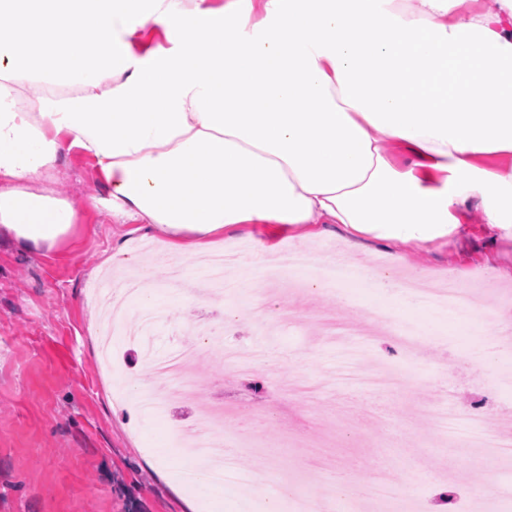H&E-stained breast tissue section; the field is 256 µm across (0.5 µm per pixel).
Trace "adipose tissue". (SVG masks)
Here are the masks:
<instances>
[{"label": "adipose tissue", "mask_w": 512, "mask_h": 512, "mask_svg": "<svg viewBox=\"0 0 512 512\" xmlns=\"http://www.w3.org/2000/svg\"><path fill=\"white\" fill-rule=\"evenodd\" d=\"M497 2L0 0V234L46 252L71 237L80 212L46 181L74 151L109 191L93 206L174 255L258 224L449 245L471 206L510 244L512 0ZM54 77L67 94H28Z\"/></svg>", "instance_id": "ef3b65f1"}]
</instances>
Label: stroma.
I'll list each match as a JSON object with an SVG mask.
<instances>
[{
    "instance_id": "stroma-1",
    "label": "stroma",
    "mask_w": 512,
    "mask_h": 512,
    "mask_svg": "<svg viewBox=\"0 0 512 512\" xmlns=\"http://www.w3.org/2000/svg\"><path fill=\"white\" fill-rule=\"evenodd\" d=\"M52 184L82 210L71 238L50 252H26L0 240V512H184L189 496L196 497L198 512H263V503L251 502L232 481L213 491L188 485L173 490L183 461L177 454H156V442L170 441L171 429H191L199 410L219 399L229 411L224 434L232 445L231 464L249 473L256 461L269 458L274 481L268 493L293 476L328 490L343 469L371 456L405 480L426 512H460L471 487L445 474L444 464L471 473L483 471L485 460L441 438L426 411L431 395L454 389L459 405L476 407L501 426L512 415V389L497 386L479 366L485 350L470 314L409 302L397 291L383 302L395 318L393 329L366 337L361 310L375 295L348 288L344 305L327 293L311 295L300 271L282 277L274 289L250 287L259 275L253 240L245 229L227 232L220 247H238L241 257L226 275L245 286L217 298L230 319L218 341L262 350L263 359L241 378L215 353L199 351L189 370L193 397L168 401L152 416H134L99 369L96 322L109 296L93 285L107 276L102 261L112 252L130 263H148L167 251V239L157 231H132L113 223L105 209L87 206L89 196L107 191L92 161L78 153L64 154ZM269 242L278 252L313 249L329 261L344 255L357 268L395 281L408 272L396 260L403 245L371 242L360 250L331 224L317 227L311 238L282 228L270 233ZM415 263L426 285L459 275L482 291L487 314L512 316V279L496 275L498 265L512 267V244L494 242L478 211H470L468 230L455 245L417 253ZM167 277V267H155L162 316L120 353L126 373L160 391L169 384L154 377L144 359L196 347L203 316L162 290ZM397 328L420 331L425 348L395 350ZM359 355L366 367L392 366L411 378L403 390L380 394L389 408L386 423L347 404L356 388L346 371ZM318 435L332 444L316 476L303 461L305 442Z\"/></svg>"
}]
</instances>
